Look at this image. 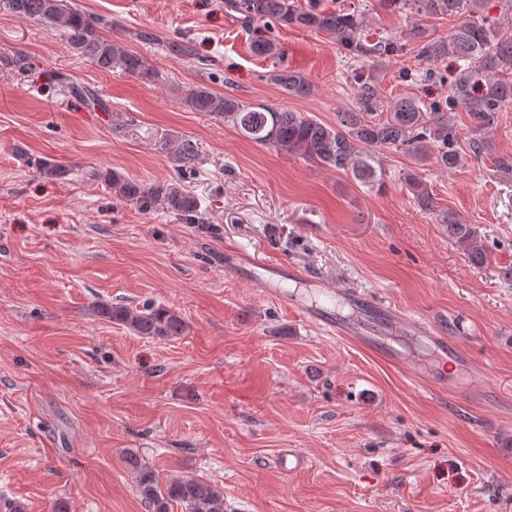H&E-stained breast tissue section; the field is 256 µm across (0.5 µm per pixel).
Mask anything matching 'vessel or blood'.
Returning <instances> with one entry per match:
<instances>
[{"instance_id": "obj_1", "label": "vessel or blood", "mask_w": 512, "mask_h": 512, "mask_svg": "<svg viewBox=\"0 0 512 512\" xmlns=\"http://www.w3.org/2000/svg\"><path fill=\"white\" fill-rule=\"evenodd\" d=\"M227 257L237 276L260 281L271 294L276 293L280 281L298 275L294 268L282 264H264L238 252H228ZM343 299L353 309V316H341L318 305L305 307L304 312L311 320L320 323L330 334L376 350L384 358L400 366L408 362L404 352L382 342L380 338L371 336L364 323L365 315L370 313L377 315L388 323L394 333L413 337L421 346L436 350L441 355L454 358L459 355L455 347L449 346L446 337L432 335L418 320L400 310L381 304L371 297L355 293H344Z\"/></svg>"}]
</instances>
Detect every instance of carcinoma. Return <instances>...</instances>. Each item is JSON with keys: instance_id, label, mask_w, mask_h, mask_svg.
Segmentation results:
<instances>
[{"instance_id": "cac0c4a2", "label": "carcinoma", "mask_w": 512, "mask_h": 512, "mask_svg": "<svg viewBox=\"0 0 512 512\" xmlns=\"http://www.w3.org/2000/svg\"><path fill=\"white\" fill-rule=\"evenodd\" d=\"M418 17L405 33L387 37L374 44L362 39L364 17L356 8L321 10L298 0H224V9L237 15L248 27H283L323 32L330 36L345 56L359 63L353 70L356 85L355 106L337 114L334 126L286 107L266 104L246 105L224 97L207 87L188 90L185 102L196 112H211L224 117L247 139L268 145L281 154L297 156L319 166L350 171L364 183H374L377 170L371 164L383 148H404L417 161L435 160L448 171L461 163L455 145L458 132L448 111L467 112L475 131L487 134L498 122V113L512 107V34L485 13L487 0H399ZM10 9L33 22L49 21L64 33L69 46L102 70L118 65L126 73L143 81L155 77V71L138 53L114 43L100 34L105 21L90 15L69 0H9ZM448 16L457 20L448 34L432 39L425 21ZM420 46L418 56L427 63L445 58L458 62L450 80L448 100L425 105L403 96L386 102L370 61L384 56H400L407 44ZM255 54L275 57V39L259 36L252 43ZM272 80L293 97L312 92L308 79L280 70ZM37 172L47 178H63L68 169L50 160L34 162ZM118 195L148 213L161 205L187 224L200 223L198 202L176 183H144L115 171L98 174ZM402 185L423 211H436L435 199L420 172L402 174ZM448 233L464 246L473 263L487 259L477 231L470 224L446 220ZM98 316L119 323L138 336L174 340L187 329L184 318L175 310L151 306L142 310L122 304L100 303ZM136 487L146 512H170L179 505L182 512H224V490L197 478L182 477L164 484L153 469L136 459L129 461Z\"/></svg>"}]
</instances>
